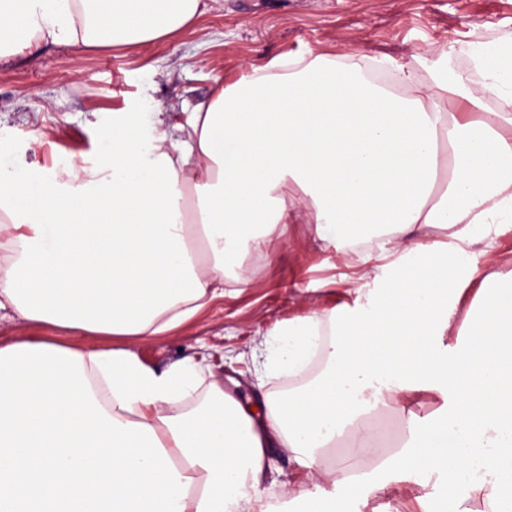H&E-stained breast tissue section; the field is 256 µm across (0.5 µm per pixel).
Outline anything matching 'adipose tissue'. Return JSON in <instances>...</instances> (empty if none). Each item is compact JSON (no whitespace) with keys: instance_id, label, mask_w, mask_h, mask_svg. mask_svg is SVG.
<instances>
[{"instance_id":"obj_1","label":"adipose tissue","mask_w":512,"mask_h":512,"mask_svg":"<svg viewBox=\"0 0 512 512\" xmlns=\"http://www.w3.org/2000/svg\"><path fill=\"white\" fill-rule=\"evenodd\" d=\"M199 4L0 0V60L175 36ZM389 66L391 89L357 54L279 58L182 124L113 113L96 164L0 177V309L46 333L0 344V512H270L257 488L271 449L311 479L336 437L368 447L367 418L393 402L411 410L400 447L334 469L331 489L299 487V512H356L431 480L448 512H512V277L479 274L512 230V37L475 45L450 76L423 58ZM292 224L358 248L376 284L267 334L253 357L295 376L319 352L314 381L256 403L214 382L181 411L202 361L160 371L56 338L178 328L248 287L246 254ZM460 254L467 271L449 275ZM428 393L443 404L418 415Z\"/></svg>"}]
</instances>
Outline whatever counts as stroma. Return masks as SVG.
<instances>
[{
	"instance_id": "1",
	"label": "stroma",
	"mask_w": 512,
	"mask_h": 512,
	"mask_svg": "<svg viewBox=\"0 0 512 512\" xmlns=\"http://www.w3.org/2000/svg\"><path fill=\"white\" fill-rule=\"evenodd\" d=\"M196 28L141 46L85 51L43 44L0 62V165L28 172L78 159L95 163L113 112L167 122L186 114L250 65L279 56L358 52L403 63L444 53L454 72L473 43L512 33V0H204ZM272 262L256 261L249 288L225 296L185 325L148 341L92 339L78 332L60 341L79 347L131 349L163 370L197 353L206 356L203 384L218 381L237 398L275 395L287 376L256 372L251 355L275 324L352 302L357 282L349 260L324 244L310 224L266 244ZM273 471L258 493L272 512H294L289 484L296 467L274 449Z\"/></svg>"
}]
</instances>
